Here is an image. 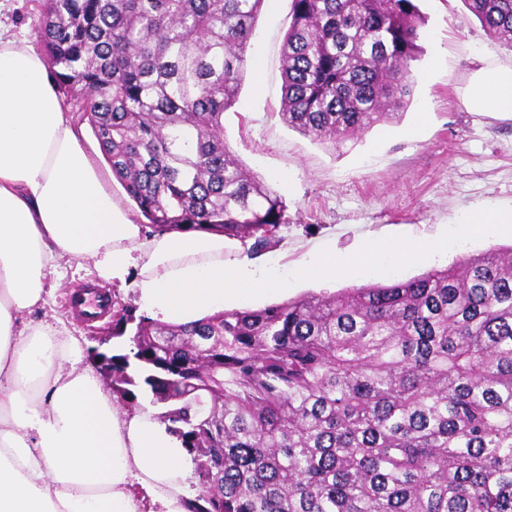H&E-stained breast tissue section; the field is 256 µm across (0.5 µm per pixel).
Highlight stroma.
I'll use <instances>...</instances> for the list:
<instances>
[{"label": "stroma", "mask_w": 512, "mask_h": 512, "mask_svg": "<svg viewBox=\"0 0 512 512\" xmlns=\"http://www.w3.org/2000/svg\"><path fill=\"white\" fill-rule=\"evenodd\" d=\"M290 8L291 0H264L238 100L224 113L229 150L287 205L277 243L256 263L290 271L322 250L356 255L367 240L387 249L455 236L460 243L446 255L413 261H395L387 252L333 283L289 284L287 292L263 298V305L404 281L512 245L509 236L462 235L470 212L512 211V117L468 111L462 98L471 71L491 62L512 64V45L489 36L463 0H420L422 53L411 64L417 84L403 115L336 147L303 135L280 115ZM86 285L110 294L113 310L136 320L141 313L130 287L97 279L84 260L71 259L40 317L76 337L82 363L91 367L94 348L108 353L112 347L99 342L107 321L86 323L68 309L71 293Z\"/></svg>", "instance_id": "35a3bbf8"}]
</instances>
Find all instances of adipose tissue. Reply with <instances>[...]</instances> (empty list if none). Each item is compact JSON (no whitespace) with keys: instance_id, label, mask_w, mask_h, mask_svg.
Segmentation results:
<instances>
[{"instance_id":"ef3b65f1","label":"adipose tissue","mask_w":512,"mask_h":512,"mask_svg":"<svg viewBox=\"0 0 512 512\" xmlns=\"http://www.w3.org/2000/svg\"><path fill=\"white\" fill-rule=\"evenodd\" d=\"M473 112L512 115V66L485 65L462 90ZM43 57L26 30L0 27V512H186L194 463L155 410L119 412L81 347L34 321L68 257L132 283L151 319L175 325L283 291L273 268L227 262L231 239L189 231L144 234L83 149ZM377 251H322L299 275H348Z\"/></svg>"}]
</instances>
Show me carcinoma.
Returning <instances> with one entry per match:
<instances>
[{"instance_id":"cac0c4a2","label":"carcinoma","mask_w":512,"mask_h":512,"mask_svg":"<svg viewBox=\"0 0 512 512\" xmlns=\"http://www.w3.org/2000/svg\"><path fill=\"white\" fill-rule=\"evenodd\" d=\"M512 45V0H463ZM263 0H41L57 91L155 232L256 254L287 205L224 142ZM416 0H292L288 126L342 144L399 114ZM112 393L142 385L193 454L187 512H512V247L391 285L190 325L142 318Z\"/></svg>"}]
</instances>
